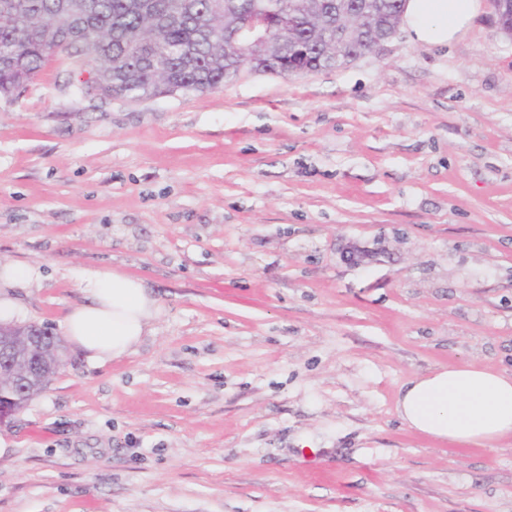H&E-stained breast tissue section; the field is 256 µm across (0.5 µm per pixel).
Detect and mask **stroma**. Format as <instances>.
I'll return each mask as SVG.
<instances>
[{
	"mask_svg": "<svg viewBox=\"0 0 512 512\" xmlns=\"http://www.w3.org/2000/svg\"><path fill=\"white\" fill-rule=\"evenodd\" d=\"M57 52L0 97V261L64 333L85 270L163 307L103 365L66 345L0 421V512H512V439L405 426L403 383L512 370V38L489 8L339 69L76 94ZM360 252V263L348 255Z\"/></svg>",
	"mask_w": 512,
	"mask_h": 512,
	"instance_id": "1",
	"label": "stroma"
}]
</instances>
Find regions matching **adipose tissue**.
<instances>
[{"label":"adipose tissue","mask_w":512,"mask_h":512,"mask_svg":"<svg viewBox=\"0 0 512 512\" xmlns=\"http://www.w3.org/2000/svg\"><path fill=\"white\" fill-rule=\"evenodd\" d=\"M480 0H406L402 27L409 40L443 46L466 31ZM40 272L33 265L0 264V320L11 322L14 290L30 287ZM80 287L85 303L65 321V333L95 363L134 352L161 313L154 293L138 278L114 271H86ZM396 412L410 429L458 447L494 448L512 437V372L471 363L441 367L404 383Z\"/></svg>","instance_id":"ef3b65f1"}]
</instances>
